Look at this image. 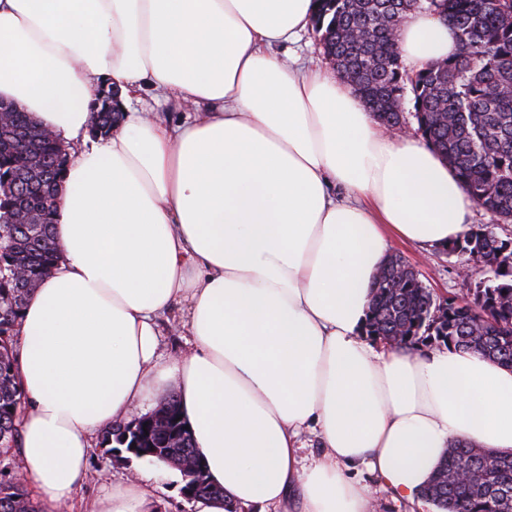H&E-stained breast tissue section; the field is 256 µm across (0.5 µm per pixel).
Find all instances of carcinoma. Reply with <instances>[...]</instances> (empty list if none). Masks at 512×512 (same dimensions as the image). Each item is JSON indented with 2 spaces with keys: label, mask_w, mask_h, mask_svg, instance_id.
I'll list each match as a JSON object with an SVG mask.
<instances>
[{
  "label": "carcinoma",
  "mask_w": 512,
  "mask_h": 512,
  "mask_svg": "<svg viewBox=\"0 0 512 512\" xmlns=\"http://www.w3.org/2000/svg\"><path fill=\"white\" fill-rule=\"evenodd\" d=\"M313 29L336 54L337 73L354 87L367 108L386 125L397 124L409 100L417 130L457 172L474 205L494 218L446 245L448 252L476 261L483 280L443 302L434 300L402 257L392 255L378 274L365 324L366 336L399 337L398 348L445 346L471 350L512 368V237L499 226L512 223V0H426L447 19L458 42L454 56L417 71L404 66L394 32L414 0H314ZM374 22L368 39L348 37L354 19ZM57 140L28 113L11 112L0 130V173L24 178L0 192V445L17 444L21 390L16 382L15 326L37 283L57 260L51 234L63 169ZM40 224H19V206ZM27 271L18 282L13 268ZM403 280L395 288L392 283ZM163 419L131 429L122 424L103 433L102 445L152 449L149 460L171 462L198 492L208 490L194 444L179 434L174 398ZM465 469L467 482L450 474ZM512 490V452L455 444L429 482L425 496L439 512H498L495 493ZM0 512H43L22 484L0 481Z\"/></svg>",
  "instance_id": "obj_1"
}]
</instances>
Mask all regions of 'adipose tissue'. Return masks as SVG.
I'll list each match as a JSON object with an SVG mask.
<instances>
[{"label":"adipose tissue","instance_id":"obj_1","mask_svg":"<svg viewBox=\"0 0 512 512\" xmlns=\"http://www.w3.org/2000/svg\"><path fill=\"white\" fill-rule=\"evenodd\" d=\"M312 0H0V101L71 153L51 232L59 258L17 321L25 479L69 507L101 432L176 393L220 497L197 512H374L355 477L423 512L451 445L512 450V369L474 351L363 335L390 239L470 230L454 170L388 133L350 85L284 61ZM412 69L456 50L421 7L395 31ZM105 79L126 108L89 141ZM195 110L169 125L144 90ZM184 305L191 350L166 361L158 314ZM320 454L301 466L304 434ZM149 477L88 512H153Z\"/></svg>","mask_w":512,"mask_h":512}]
</instances>
